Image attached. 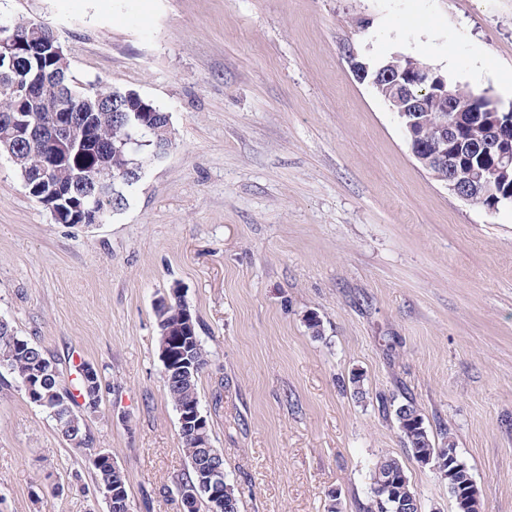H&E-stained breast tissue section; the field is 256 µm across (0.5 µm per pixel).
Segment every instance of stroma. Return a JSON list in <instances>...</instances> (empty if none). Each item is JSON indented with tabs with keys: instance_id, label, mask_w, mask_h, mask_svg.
Here are the masks:
<instances>
[{
	"instance_id": "obj_1",
	"label": "stroma",
	"mask_w": 512,
	"mask_h": 512,
	"mask_svg": "<svg viewBox=\"0 0 512 512\" xmlns=\"http://www.w3.org/2000/svg\"><path fill=\"white\" fill-rule=\"evenodd\" d=\"M0 16L52 22L78 79L137 91L175 131L100 224L57 222L0 155V317L63 375L97 371L85 419L133 512H181L190 470L154 312L174 287L241 512H359L382 456L422 512H456L382 396L447 429L483 512H512V209L432 179L345 56L410 54L512 107V0H0ZM0 512H108L94 469L13 384Z\"/></svg>"
}]
</instances>
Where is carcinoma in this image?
Listing matches in <instances>:
<instances>
[{
    "label": "carcinoma",
    "mask_w": 512,
    "mask_h": 512,
    "mask_svg": "<svg viewBox=\"0 0 512 512\" xmlns=\"http://www.w3.org/2000/svg\"><path fill=\"white\" fill-rule=\"evenodd\" d=\"M18 45L17 69L30 67L33 57L42 59V78L47 80L44 95L40 98L23 99L0 81V114L4 112H26L30 125L43 129L57 121L67 123L72 119L80 121L77 135L85 138L82 149L71 148L48 136L34 143L22 146L19 173L30 180L38 181L44 171L48 178L68 192L69 198L80 196L97 189L102 180V171L112 169V176L123 182L118 197L109 204L103 217H109L128 203V198L138 183L144 158H155L154 136L145 133L149 117L164 113L152 102L140 97L128 99L125 92L113 88L101 80L82 82L71 73L69 58L55 52L61 46L55 39L56 32L45 21H10ZM453 99L459 109H469L467 120L458 128L461 158L470 166L491 165V158L484 153L487 141L501 140L512 145V112L499 109L500 121L489 125L483 121L484 113L473 111L475 92L460 85H452ZM415 97L428 102V111L420 114L415 136L424 142L434 138L439 120L441 104L428 101L429 88L425 85L411 87ZM157 321L172 335L170 357L178 363L186 355L182 336H198V322L188 307L173 299L167 309H155ZM193 369L176 371L165 381L170 399L176 410L200 404L198 379L207 364V351L192 349ZM76 378L68 381L59 371L57 363L29 341L19 338L11 325H0V378L8 375L16 382L35 378L41 382L38 406L45 411L55 408L56 402L69 396L72 400L84 398V408L95 410L100 403L101 384L87 380L83 375V364L75 366ZM382 409L394 417L403 445L418 459H432L437 462L442 449L455 448L453 441L436 442L425 425L420 409L409 400L396 401L392 397L382 402ZM71 426L76 435L58 430L66 443L79 455L88 460L99 477V486L108 492L112 483V457L103 455L95 448L96 439L87 426L83 414L75 413ZM191 470L181 486L198 483V470L207 449L196 447L195 439L181 435ZM438 471L448 482L451 492L463 490L469 493L468 512H481V494L475 488L472 475L466 466L443 458ZM371 497L362 512H416L420 500L412 490L402 464L394 457H382L375 461L370 472Z\"/></svg>",
    "instance_id": "obj_1"
}]
</instances>
